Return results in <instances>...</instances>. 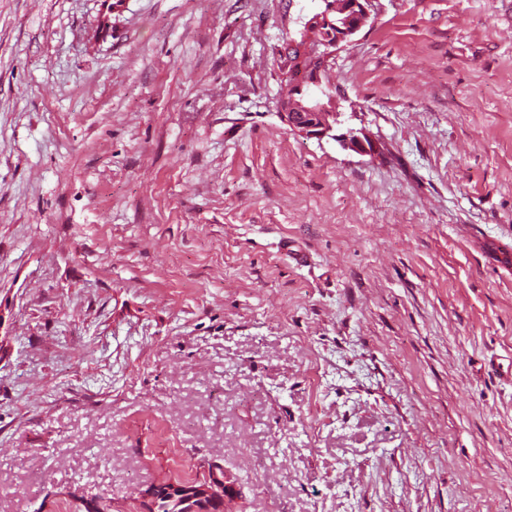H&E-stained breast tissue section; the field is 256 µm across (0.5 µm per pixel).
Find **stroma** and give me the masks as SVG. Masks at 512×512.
Masks as SVG:
<instances>
[{"instance_id":"1","label":"stroma","mask_w":512,"mask_h":512,"mask_svg":"<svg viewBox=\"0 0 512 512\" xmlns=\"http://www.w3.org/2000/svg\"><path fill=\"white\" fill-rule=\"evenodd\" d=\"M0 0V512L201 459L241 512H512V0ZM375 0H336L331 9L346 14L343 27L336 33L332 43L320 41L315 31L321 23L322 15L315 13L302 19L299 38H291L281 47L279 55L283 78L290 77L288 85L282 84L278 94V114L291 130L306 139L322 140L331 138L355 151L370 150V140L363 130L349 129L336 135V125L340 123V112H336V100L331 92L325 98L310 100L297 99L294 88L299 85L302 73L315 70L317 74L329 68L344 44L366 26L375 21ZM373 12L375 13L374 16ZM299 73L297 74V72ZM367 145V148H366Z\"/></svg>"}]
</instances>
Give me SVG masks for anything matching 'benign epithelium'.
I'll use <instances>...</instances> for the list:
<instances>
[{"mask_svg": "<svg viewBox=\"0 0 512 512\" xmlns=\"http://www.w3.org/2000/svg\"><path fill=\"white\" fill-rule=\"evenodd\" d=\"M331 9L346 15L334 42H324L315 36L322 16L313 14L302 19L300 37L289 39L281 47L282 75L288 79V83L279 90L278 114L294 133L305 139L331 138L352 150L364 152L369 139L363 131L350 129L340 135L335 134L336 125L340 124V113L336 112L334 94L315 100H299L294 96V88L299 85L302 72L313 70L319 73L328 69L343 46L375 21V0H336ZM217 496L224 503V512H232L236 499V479L230 473H224V485L218 489L208 484L197 487L190 493L189 501L203 505L206 499Z\"/></svg>", "mask_w": 512, "mask_h": 512, "instance_id": "7a95c632", "label": "benign epithelium"}]
</instances>
